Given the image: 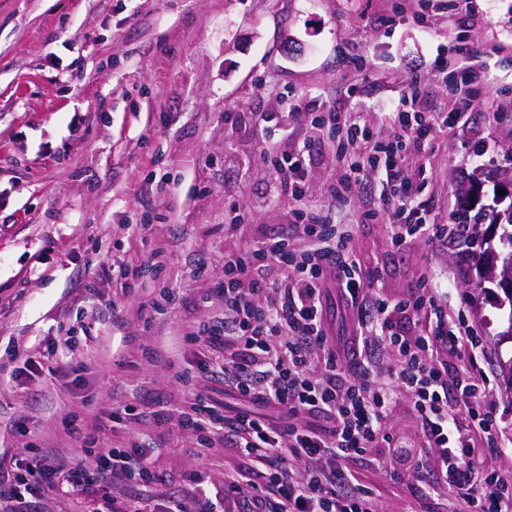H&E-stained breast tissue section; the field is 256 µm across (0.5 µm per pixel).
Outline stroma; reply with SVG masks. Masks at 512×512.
<instances>
[{
	"label": "stroma",
	"mask_w": 512,
	"mask_h": 512,
	"mask_svg": "<svg viewBox=\"0 0 512 512\" xmlns=\"http://www.w3.org/2000/svg\"><path fill=\"white\" fill-rule=\"evenodd\" d=\"M395 7L394 0H0V468L47 439L59 454L79 453L65 437L50 439L59 416L89 418L120 400L160 419L145 432L157 444L158 471L178 485L190 438L168 416L179 389L205 383L197 348L175 332L197 317L194 301L210 286L191 279L193 255L205 250L222 276L225 251L287 223L290 210L270 192L256 148L260 129L225 125V113L283 119L292 94L346 111L341 79L356 55L364 117L385 135L382 101L399 91L392 72H425L441 51L461 61L494 43L512 45V0H450L448 13L424 24ZM387 13L393 22H380ZM484 62L496 94L436 133L427 154L435 224H454L469 187L492 204L512 169V55ZM231 194L254 207L233 238L223 232ZM149 199L169 207V222L146 208ZM161 243L169 277L146 278V289H179L175 310L147 331L132 313L113 323L121 288L97 278L99 266L146 259ZM355 250L363 266L381 270L391 294L407 286L426 252L414 245L391 256L380 224L357 227ZM432 262L451 283L449 314L465 312L487 352L481 367L498 409L500 451H478L473 461L512 467V388L497 367L512 359V341L496 339L512 312L462 288L469 259L460 250ZM94 314L100 330L92 339L82 327ZM65 339L66 358L85 365L75 382L18 374L20 354L38 360ZM23 409L28 433L19 436L11 424ZM348 466L387 512H428L411 480L392 482L375 456Z\"/></svg>",
	"instance_id": "obj_1"
}]
</instances>
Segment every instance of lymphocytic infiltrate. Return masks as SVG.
Listing matches in <instances>:
<instances>
[{"mask_svg":"<svg viewBox=\"0 0 512 512\" xmlns=\"http://www.w3.org/2000/svg\"><path fill=\"white\" fill-rule=\"evenodd\" d=\"M431 76L472 86L459 109L491 93L476 62L453 68L439 57ZM401 81L405 90L385 117L384 137L361 113L314 112L299 99L288 103L289 123L308 132L299 149L276 115H224L260 127V153L275 192L292 203V220L225 253L223 278L197 301L211 316L180 329L203 352L207 381L241 400L231 409L196 393L180 402L179 428L224 446L221 489L210 491L190 476L181 487H167L139 430L145 415L121 403L89 419L67 414L57 431L86 440L124 419L123 445L103 442L90 456L61 464L51 449H33L23 467L0 478V506L20 502L24 512H50L52 490L104 501L110 512H382L346 462L384 448L389 456L380 465L390 480L412 478L446 512H512V470L480 471L471 461L481 446L497 453L498 410L488 379L475 371L483 340L465 316L449 317L446 281L425 261L404 291L384 292L377 272L356 255V226L330 223L307 195L316 154L328 155L340 168L330 198L343 206L370 193L359 220L385 225L392 253L415 242L447 250L448 227L427 222L435 200L423 196L419 178L435 133L456 124L459 110L422 111L421 76L405 74ZM163 253L158 247L148 263L104 264L97 272L119 281L147 324L177 298L172 288L143 297L144 274H166ZM334 293L352 312L348 344L330 330L326 308ZM455 361L469 371L452 372ZM403 397L421 436L417 448L392 423ZM395 455L407 459V469L391 464Z\"/></svg>","mask_w":512,"mask_h":512,"instance_id":"obj_1","label":"lymphocytic infiltrate"}]
</instances>
